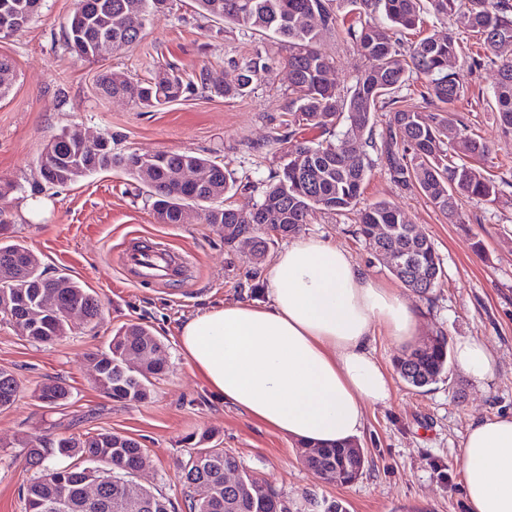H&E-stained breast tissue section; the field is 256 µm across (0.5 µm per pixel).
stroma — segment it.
Wrapping results in <instances>:
<instances>
[{
	"instance_id": "1",
	"label": "stroma",
	"mask_w": 512,
	"mask_h": 512,
	"mask_svg": "<svg viewBox=\"0 0 512 512\" xmlns=\"http://www.w3.org/2000/svg\"><path fill=\"white\" fill-rule=\"evenodd\" d=\"M169 4L148 18L139 45L106 60L70 52L66 31L75 0H42L24 31L0 35V56L14 66V83L0 98V184L15 186L0 199L12 215L5 234L34 250L49 273L71 275L103 304L101 320L75 323L68 336L53 343L31 342L0 323V370L15 375L21 386L12 407L0 411V512H25L26 488L37 476L26 463L25 448L13 446V439L104 430L147 448L151 464L131 482L169 500L173 512H189L177 463L187 437L204 433L293 497L310 492L338 498L349 512H468L460 483L465 433L478 417L512 413V133L504 132L493 108L496 66L470 69L477 40L468 36L455 62L465 89L462 100L447 108L423 100L426 80L416 72L402 89L420 111L443 112L490 147L483 167L501 180L495 202L463 200L458 222L451 223L417 189L397 186L383 161H375L364 183L362 204H393L432 242L443 274L428 295L400 287L356 236L353 213L317 210L301 230L345 248L373 279L400 288L418 315L420 337L470 336L496 357L494 374L483 385L453 366L442 380L416 389L395 367L401 346L377 335L371 347L392 379V398L366 410L358 438L367 457L362 476L348 484L328 482L302 464L296 440L215 396L181 352L179 330L196 312L239 300L265 301L266 266L255 263L250 244L226 245L221 225L196 217L184 224L157 223L145 191L119 167L65 186L46 184L39 174L45 145L62 131L77 129L109 140L113 153L123 156L168 151L210 158L238 186L225 206L249 209L260 202L263 185L284 163L282 147L272 138L287 133L292 118L284 65L288 46L215 21L194 0ZM319 46L333 60L330 78L338 88L354 86L371 66L337 33H324ZM258 50L267 55L269 68L249 93L239 98L219 93V85L235 79L233 62ZM165 65L190 74L207 69L211 86L149 111L103 97L96 86L107 70L143 81ZM33 200L45 202L41 213H28ZM132 235L188 257L187 281H129L119 254ZM137 322L164 343L168 370L156 380L149 401L130 404L93 385L91 358L107 349L118 327ZM50 380L69 391L54 408L38 399L39 387Z\"/></svg>"
}]
</instances>
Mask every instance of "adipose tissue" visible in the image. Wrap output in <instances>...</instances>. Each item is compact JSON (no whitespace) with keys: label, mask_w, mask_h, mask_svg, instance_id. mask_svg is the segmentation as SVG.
Segmentation results:
<instances>
[{"label":"adipose tissue","mask_w":512,"mask_h":512,"mask_svg":"<svg viewBox=\"0 0 512 512\" xmlns=\"http://www.w3.org/2000/svg\"><path fill=\"white\" fill-rule=\"evenodd\" d=\"M266 280L265 302L227 303L183 324L180 345L193 373L288 438L320 445L355 439L367 407L392 397V380L369 342L381 328L407 343L417 333L415 311L348 252L313 237L279 251ZM453 358L477 384L495 369L489 348L473 338H458ZM460 480L469 512H512V414L472 423Z\"/></svg>","instance_id":"obj_1"}]
</instances>
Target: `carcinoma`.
Masks as SVG:
<instances>
[{"mask_svg":"<svg viewBox=\"0 0 512 512\" xmlns=\"http://www.w3.org/2000/svg\"><path fill=\"white\" fill-rule=\"evenodd\" d=\"M14 5L16 31L24 30L41 8V0H10ZM166 0H78L67 29V44L75 41L96 46L105 41L123 51L141 39L147 17L162 10ZM209 16L238 26L279 36L288 43V78L295 95L296 126L327 131L340 118L347 120L344 138L354 145L345 159L327 140L314 141L291 134L273 141L287 145L288 161L268 181L261 202L254 207H224V196L234 185L224 167L187 152H158L156 160L139 161L136 155L112 153L106 139L101 145H86L81 132L68 130L54 137L42 151L38 166L42 179L67 185L90 174L118 165L146 189L159 224H183L193 209L207 224L224 227V242L232 245L240 237L256 244L255 257H265L269 245L266 231L278 238L298 234L310 212L357 210L356 234L373 252L399 246L419 259L430 273L432 284L442 276L440 259L429 238L415 224L406 223L400 212L386 201L357 208L362 186L373 160L361 137L371 126L375 112L395 105L387 137L370 142L377 158L385 161L392 179L403 187L415 186L448 221L457 216L461 198L493 201L496 181L484 173L481 162L489 147L468 133L467 127L447 118L424 113L406 104L398 92L406 73L426 78L428 96L452 105L464 96V87L449 62L457 60L460 46L453 32L426 37L401 50L394 32L413 29L420 21V0H349L357 14L382 12L390 26L368 21L344 28L347 39L373 61L370 69L346 92L337 89L329 74L332 58L319 48L325 31L338 28L333 0H197ZM434 11L476 34L484 48L499 52L512 48V3L509 0H430ZM239 73L236 82L224 86V94H245L253 79L268 68V58L256 52L244 65L231 62ZM188 82L173 68L142 82L118 74H104L98 90L106 98H127L142 108H156L178 100ZM495 112L505 132L512 133V58L501 59L493 88ZM197 169L201 179L188 187L180 174ZM389 224L394 236L382 237L376 228ZM99 298L65 273L50 276L28 247L0 241V322L36 343H50L66 336L77 321L90 324L101 318ZM164 344L148 327L128 324L116 330L108 350L92 361L95 385L120 401L140 403L151 398L154 381L166 370ZM450 347L447 337H435L426 349H406L395 360L404 381L417 389L437 383L447 373ZM17 378L0 371V409L11 407L19 394ZM26 462L42 470L27 488L25 506L34 512H53L59 501L67 512H168L166 501L147 493L153 508L131 506L124 499L125 478L139 472L146 449L131 437L101 431L81 437L41 436L26 438ZM356 443L310 446L305 465L344 484L363 474L365 461L354 451ZM241 471L237 485H224V472ZM178 478L187 489L190 512H284L282 490L263 482L232 453L203 433L178 464ZM96 485L98 498L91 501L84 488Z\"/></svg>","mask_w":512,"mask_h":512,"instance_id":"1","label":"carcinoma"}]
</instances>
